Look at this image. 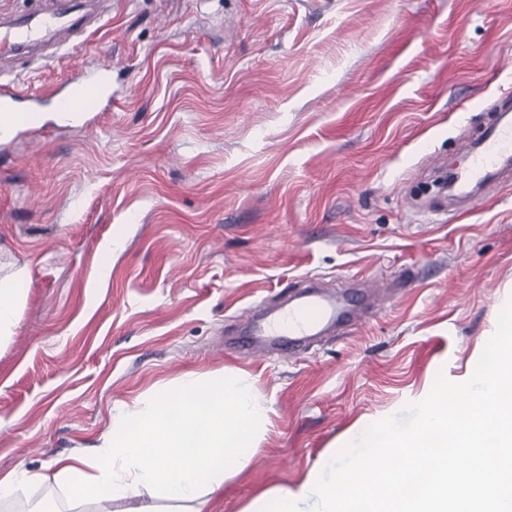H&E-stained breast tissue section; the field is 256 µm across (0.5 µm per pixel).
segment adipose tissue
Instances as JSON below:
<instances>
[{
  "mask_svg": "<svg viewBox=\"0 0 512 512\" xmlns=\"http://www.w3.org/2000/svg\"><path fill=\"white\" fill-rule=\"evenodd\" d=\"M176 413L148 405L134 418L117 417L94 453L55 459L45 471L11 472L0 479V500L29 484L74 482L80 500L110 512L113 502L148 495L210 512L224 480L243 468L266 420L240 375L189 372L174 386Z\"/></svg>",
  "mask_w": 512,
  "mask_h": 512,
  "instance_id": "adipose-tissue-1",
  "label": "adipose tissue"
}]
</instances>
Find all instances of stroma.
I'll return each mask as SVG.
<instances>
[{
	"instance_id": "35a3bbf8",
	"label": "stroma",
	"mask_w": 512,
	"mask_h": 512,
	"mask_svg": "<svg viewBox=\"0 0 512 512\" xmlns=\"http://www.w3.org/2000/svg\"><path fill=\"white\" fill-rule=\"evenodd\" d=\"M108 65L107 99L59 120ZM38 124L0 140V478L94 449L188 372L268 415L213 512L304 484L372 422L467 380L512 300V180L469 213L422 194L496 121L512 0H104L78 45L0 59ZM124 243L106 254L115 235ZM322 280L371 306L290 356L240 359L253 304ZM33 485L0 512H70ZM22 282L23 280L0 281V337L15 325L23 294L21 288H17V285Z\"/></svg>"
}]
</instances>
